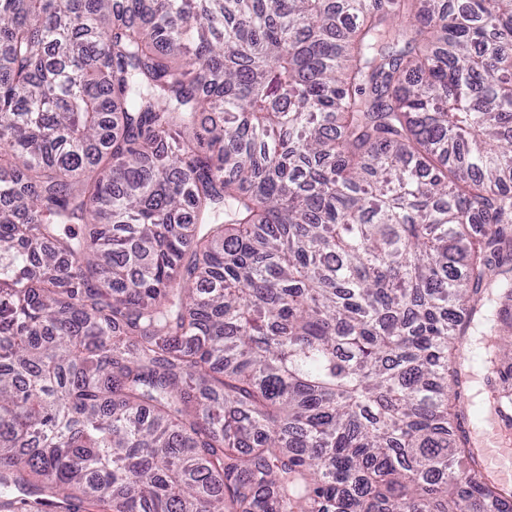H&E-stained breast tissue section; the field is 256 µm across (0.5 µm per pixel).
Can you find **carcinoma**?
Listing matches in <instances>:
<instances>
[{
  "instance_id": "carcinoma-1",
  "label": "carcinoma",
  "mask_w": 512,
  "mask_h": 512,
  "mask_svg": "<svg viewBox=\"0 0 512 512\" xmlns=\"http://www.w3.org/2000/svg\"><path fill=\"white\" fill-rule=\"evenodd\" d=\"M0 50V498L501 512L512 0H0ZM463 366L465 371H467L473 379H469L467 386L464 390V397L465 400H468L469 404H472L474 408L477 410L478 407L482 403V395H487L489 387L487 383V376L488 372L487 369L484 367L482 368V372L478 376H473L470 372V365L463 361ZM468 366V367H467ZM498 405L489 401V413L496 424L482 430L481 475L491 474L503 484L512 482V428L502 427Z\"/></svg>"
}]
</instances>
